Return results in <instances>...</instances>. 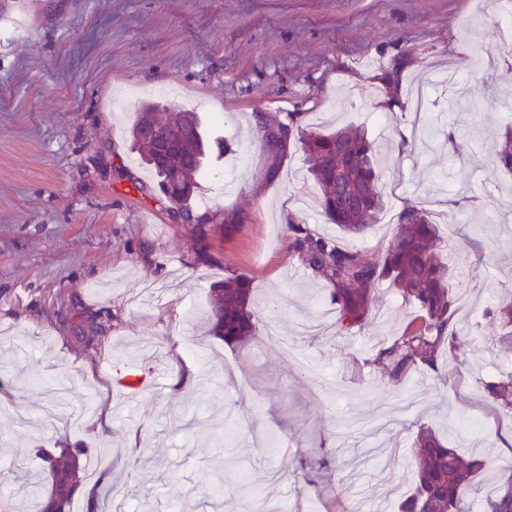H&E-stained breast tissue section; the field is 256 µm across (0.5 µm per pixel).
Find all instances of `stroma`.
<instances>
[{"instance_id":"stroma-1","label":"stroma","mask_w":512,"mask_h":512,"mask_svg":"<svg viewBox=\"0 0 512 512\" xmlns=\"http://www.w3.org/2000/svg\"><path fill=\"white\" fill-rule=\"evenodd\" d=\"M499 0H0V491L35 512L37 447L81 446L109 476L102 512H397L415 483L418 427L489 469L465 493L487 512L512 413L484 386L512 374L485 316L512 291V177L487 182L512 121ZM399 70V85L382 80ZM198 112L231 149L197 179L190 216L169 209L131 150L142 103ZM354 125L379 160L384 209L353 245L375 257L424 206L469 270L456 282L455 355L391 387L374 357L414 310L389 280L367 321L336 324L326 284L287 224L332 240L303 184L298 134ZM458 138L461 152L450 140ZM218 225L212 265L186 224ZM247 274L256 340L207 336L213 283ZM85 336L102 337L85 347ZM149 376L131 401L112 386ZM190 380H183V373Z\"/></svg>"}]
</instances>
